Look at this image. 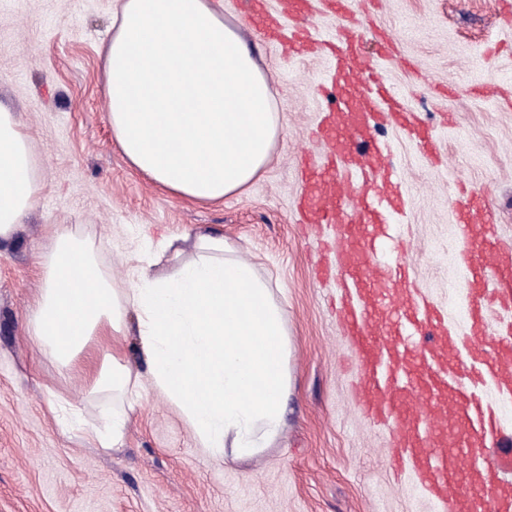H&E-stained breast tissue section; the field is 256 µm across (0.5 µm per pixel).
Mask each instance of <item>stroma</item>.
<instances>
[{
	"mask_svg": "<svg viewBox=\"0 0 512 512\" xmlns=\"http://www.w3.org/2000/svg\"><path fill=\"white\" fill-rule=\"evenodd\" d=\"M271 82L280 131L244 192L196 204L159 190L112 141L100 49L117 0H0V106L14 112L41 190L17 236L0 246V512H439L411 474L394 478L382 431L355 404L351 342L330 305L335 272L323 243L335 227L299 223L301 154L327 103L325 57L288 60L264 42L243 0H223ZM364 56L433 129L440 164L399 127H377L410 191V264L450 326L465 327L468 294L455 262L456 181L485 194L496 234L512 240V0H362ZM398 59L382 56L376 32ZM70 225L99 249L117 287L133 285L159 240L200 228L222 234L267 280L288 334L284 429L249 460L206 456L185 416L152 386L130 412L120 445L103 448L57 421L56 398L95 421L108 398L85 392L32 344L27 316L41 284L50 227ZM498 410L495 476L512 488V398Z\"/></svg>",
	"mask_w": 512,
	"mask_h": 512,
	"instance_id": "1",
	"label": "stroma"
}]
</instances>
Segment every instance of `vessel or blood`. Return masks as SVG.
I'll use <instances>...</instances> for the list:
<instances>
[{
    "instance_id": "b4317fda",
    "label": "vessel or blood",
    "mask_w": 512,
    "mask_h": 512,
    "mask_svg": "<svg viewBox=\"0 0 512 512\" xmlns=\"http://www.w3.org/2000/svg\"><path fill=\"white\" fill-rule=\"evenodd\" d=\"M326 2L336 16V37H315L302 28L287 40L298 57L323 49L345 98L343 111L323 112L313 136L324 152L305 157L302 178L305 223L338 227L329 253L341 290L340 325L353 341L359 366L355 401L369 420L383 425L388 447L409 463L417 484L441 512H512L489 469L461 468L464 458L494 446L497 434L481 404L469 398L467 384L450 381L466 349L481 360L489 382L503 394L512 393V338L495 335L490 327L495 307L512 301V242L493 234L495 217L475 193L457 198L454 206L466 239L458 263L472 285L465 335L449 329L407 287L398 300L407 318L405 334H396L382 319L399 265L379 261L374 241L381 233L400 237L407 191L387 151L372 149L369 142L389 116L426 158H434L435 142L398 112L396 101L382 99L375 80L362 79L363 38L351 0ZM448 413L458 428L450 437L438 426Z\"/></svg>"
}]
</instances>
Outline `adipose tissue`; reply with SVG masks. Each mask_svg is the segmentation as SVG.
<instances>
[{
	"instance_id": "ef3b65f1",
	"label": "adipose tissue",
	"mask_w": 512,
	"mask_h": 512,
	"mask_svg": "<svg viewBox=\"0 0 512 512\" xmlns=\"http://www.w3.org/2000/svg\"><path fill=\"white\" fill-rule=\"evenodd\" d=\"M112 139L168 193L206 204L242 192L279 132L269 79L211 0H121L101 48ZM40 189L26 135L0 108V241L15 239ZM168 273L117 288L96 249L53 225L27 332L92 395L120 399L89 433L117 446L141 376L97 341L135 330L152 384L189 420L205 455H258L284 425L286 330L253 265L200 230L167 242Z\"/></svg>"
}]
</instances>
